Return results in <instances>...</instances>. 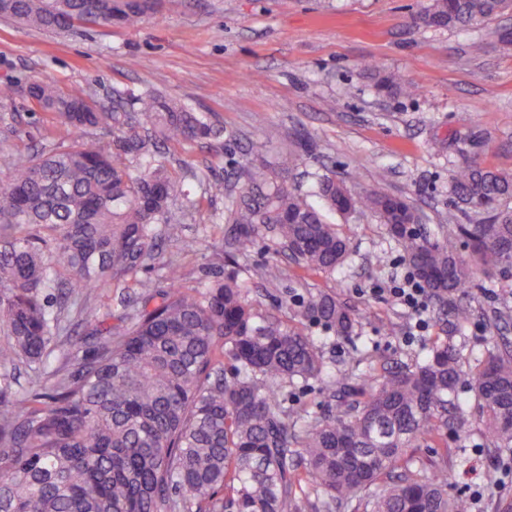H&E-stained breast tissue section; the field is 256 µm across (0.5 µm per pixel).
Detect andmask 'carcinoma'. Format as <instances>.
Instances as JSON below:
<instances>
[{"label":"carcinoma","mask_w":512,"mask_h":512,"mask_svg":"<svg viewBox=\"0 0 512 512\" xmlns=\"http://www.w3.org/2000/svg\"><path fill=\"white\" fill-rule=\"evenodd\" d=\"M508 7L430 0L419 19L461 28ZM16 10L27 26L63 31L53 0H18ZM375 85L416 91L392 73L377 74ZM30 103L51 112L68 138L13 155L0 172V365H43L95 289L131 282L140 292L121 302L119 325L91 332L93 354L76 375L52 371L49 401L0 388V512H472L467 495L448 491V435H467L458 347L438 339L410 366L328 377L309 329L349 338L356 314L320 288H290L288 312L266 310L249 298L236 260L265 234L297 268L333 272L350 246L326 212L367 210L442 315L467 323L459 296L475 271L512 275V173L477 162L453 171L454 194L484 215L448 226L464 257L420 228L408 200L377 186L354 193L323 175L313 190L319 205L288 188L308 137L274 168L257 146L247 187L226 207L235 234L224 273L187 287L170 263L168 287L159 289L138 279L157 249L156 225L185 252L197 249L169 216L182 184L159 144L222 131L154 91L137 98L133 117L98 111L82 86L40 81ZM98 129L112 133V144L94 136ZM310 380L324 381L336 406L284 409L280 392ZM469 387L489 453L512 448V343L478 360ZM421 443L433 445L431 456L415 455Z\"/></svg>","instance_id":"carcinoma-1"}]
</instances>
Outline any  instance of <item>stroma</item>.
<instances>
[{
	"label": "stroma",
	"mask_w": 512,
	"mask_h": 512,
	"mask_svg": "<svg viewBox=\"0 0 512 512\" xmlns=\"http://www.w3.org/2000/svg\"><path fill=\"white\" fill-rule=\"evenodd\" d=\"M428 0H157L137 27L80 24L47 33L0 17V81H13L18 94L0 100V162L12 154L48 146L66 137L48 114L33 112L23 90L34 79L58 86L85 85L104 106L115 94L125 104L153 90L181 100L222 127L220 141L166 145L167 163L181 178L186 198L173 202L172 216L197 240L196 253L163 242L141 279L163 283L169 262L179 263L187 284L223 271L232 234L224 222L231 196L246 186L244 170L253 144L275 165L295 147L297 134L313 148L288 183L310 195L320 176L345 179L354 190L381 184L406 197L425 231L441 234L451 224H475L479 214L451 189L452 172L476 161L512 172V49L501 33L512 29V13L492 22L433 29L417 16ZM416 83L420 92L382 93L374 71ZM264 114L256 124V114ZM350 238V257L335 273L302 280L296 266L272 241L258 236L240 261L247 288L264 307L279 310L289 289L329 291L361 315L357 341H342L320 328L311 333L333 371L372 350L385 368L412 362L423 343L440 336L461 346L465 358L480 356L491 341H512V280L485 289L475 275L465 325L430 315L425 332L391 296V275L406 267L398 243L367 212L333 216ZM387 263L378 264L379 255ZM278 265L280 279H264ZM118 288H101L82 315H71L72 335L54 346L44 371L24 365L0 367L14 392L51 394L44 378L59 365L77 370L93 345L85 334L96 322L113 324ZM470 434L460 440L458 460L449 462L451 489L473 494L489 455L473 415V398L461 387Z\"/></svg>",
	"instance_id": "35a3bbf8"
}]
</instances>
